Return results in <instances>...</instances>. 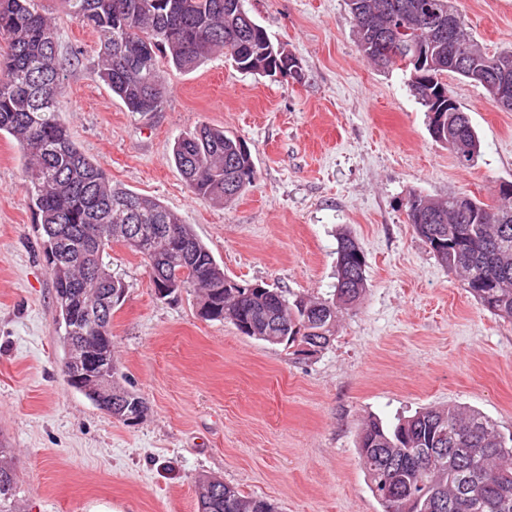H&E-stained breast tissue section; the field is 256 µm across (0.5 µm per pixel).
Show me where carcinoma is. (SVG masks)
Segmentation results:
<instances>
[{
    "mask_svg": "<svg viewBox=\"0 0 512 512\" xmlns=\"http://www.w3.org/2000/svg\"><path fill=\"white\" fill-rule=\"evenodd\" d=\"M360 51L374 66H399L409 72L408 87L426 108L432 138L448 146L459 164L474 162L480 140L448 106L452 90L443 76L485 67V90L492 97L512 89V50L489 54L473 43L453 0H347ZM74 20L98 35L100 50L93 72L130 112H159L168 93L163 67L196 69L219 52L243 73L282 71V58L266 30L250 17L244 0H61ZM0 132L22 150L37 223L45 245H64L47 267L60 305L58 323L66 336H83L95 304L106 293L126 291L105 261L110 230L139 224L144 236L130 250L146 262L150 276L186 267L200 303L212 309L210 320L224 322L234 307V326L245 336H284L327 346L339 310L366 293V261L358 243L340 238L336 284L330 301L289 298L260 284L229 288L228 276L192 228L157 199L111 183L87 157L58 117L65 75L58 58L51 19L35 0H0ZM173 158L196 196L219 202L237 198L254 180L244 142L207 125L175 141ZM413 194L407 218L416 235L480 305L512 321V195L508 203L489 205L467 198L466 209L454 200ZM174 230V237L169 230ZM93 344L98 371L115 377L112 314L99 325ZM69 385L98 403L96 380L81 372ZM112 417L125 421L143 398L130 390ZM358 454L369 487L383 512H512V439L478 411L456 406L424 408L385 425L367 420L359 434ZM0 448V512H16L17 474ZM202 512H279L276 503L245 496L228 484L197 480Z\"/></svg>",
    "mask_w": 512,
    "mask_h": 512,
    "instance_id": "obj_1",
    "label": "carcinoma"
}]
</instances>
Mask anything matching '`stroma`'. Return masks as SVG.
I'll return each instance as SVG.
<instances>
[{
  "label": "stroma",
  "mask_w": 512,
  "mask_h": 512,
  "mask_svg": "<svg viewBox=\"0 0 512 512\" xmlns=\"http://www.w3.org/2000/svg\"><path fill=\"white\" fill-rule=\"evenodd\" d=\"M67 63L59 118L119 187L158 198L234 280L331 298L339 237L366 259L368 288L341 310L329 346L270 345L202 319L193 292L156 296L116 244L126 287L112 314L116 365L146 417L127 425L71 388L44 234L23 153L0 135V448L22 512H197L199 476L281 512H382L357 432L456 405L512 435V322L484 310L414 233L410 194L492 204L512 184V112L478 83H447L481 141L473 165L433 140L407 74L360 52L347 0H245L301 79L237 71L213 55L166 70L161 111L131 112L93 73L96 33L59 0H36ZM475 40L512 50V0H455ZM244 141L255 179L235 201L195 196L172 159L200 126Z\"/></svg>",
  "instance_id": "obj_1"
}]
</instances>
